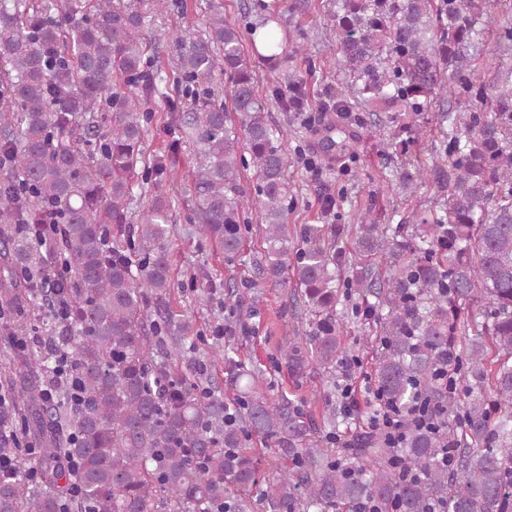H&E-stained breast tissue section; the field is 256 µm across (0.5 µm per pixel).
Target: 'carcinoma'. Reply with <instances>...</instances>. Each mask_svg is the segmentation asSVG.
<instances>
[{
  "label": "carcinoma",
  "instance_id": "carcinoma-1",
  "mask_svg": "<svg viewBox=\"0 0 512 512\" xmlns=\"http://www.w3.org/2000/svg\"><path fill=\"white\" fill-rule=\"evenodd\" d=\"M153 2L0 0L3 330L22 340L35 331L18 319L29 284L66 261L63 287L44 296L73 300L61 342L81 391L77 400L61 389L47 411L53 358L26 343L6 352V382L20 381L24 400L0 397V455L16 447L20 420L42 448L38 482L0 474V512H253L248 493L263 484L273 512H512V70L490 79L479 60L495 0H336L329 26L350 81L332 110L354 100L386 113L401 154L438 126L429 159L396 172L408 189L435 186V205L411 224L366 217L348 230L288 223L287 133L269 121L245 53L251 47L274 69L300 48L304 33L281 29L280 0L247 5L255 22L231 23L216 9L201 35L172 33L167 70L143 34ZM494 39L512 53L511 20ZM218 70L230 84L227 105ZM160 82L172 92L163 122L175 137L148 155V102ZM306 97L302 81L286 98L275 90L285 110ZM325 131L324 154L352 153L347 126ZM181 144L194 159L187 220L196 233L233 259L243 214L256 209L267 274L289 273L299 287L311 329L285 342L290 371L302 375L310 360L336 367V307L356 300L378 396L397 412L424 413L397 447L368 429L325 448L303 412L248 391L232 415L153 358L159 333L176 352L184 330L168 309L169 215L179 200L156 194L138 216L131 203L134 187L178 176ZM37 224L52 225L43 244L33 241ZM343 266L355 286L344 292ZM253 439L288 461L271 481L247 448Z\"/></svg>",
  "mask_w": 512,
  "mask_h": 512
}]
</instances>
